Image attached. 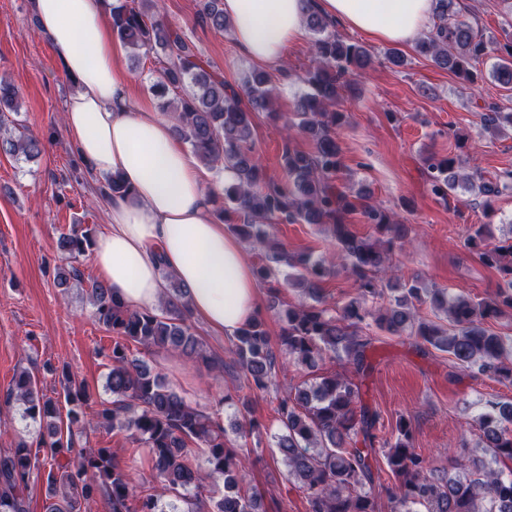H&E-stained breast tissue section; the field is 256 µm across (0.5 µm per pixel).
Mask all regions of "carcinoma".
Segmentation results:
<instances>
[{"instance_id":"obj_1","label":"carcinoma","mask_w":512,"mask_h":512,"mask_svg":"<svg viewBox=\"0 0 512 512\" xmlns=\"http://www.w3.org/2000/svg\"><path fill=\"white\" fill-rule=\"evenodd\" d=\"M306 2L305 26L314 35L317 66L305 77L313 92L297 101L294 126L309 138L313 149L292 147L291 134H286L283 161L288 180L281 184L264 181L255 153L252 113L272 99L269 74L252 71L238 90L207 70L208 63L185 35L165 23L157 0H118L110 9L112 34L121 43L138 53L162 54L157 88L162 98L170 90L177 93L161 104L170 115L175 137L204 167L234 171L235 183L224 187L217 215L239 240L266 249L258 279L270 285L279 282L285 265L292 269L286 274L287 283L302 288L305 301L280 310L283 326L278 341H272L259 312L232 337L233 359L252 391L269 388L284 357L311 371L329 354L353 365L350 375L319 374L311 385H299L278 401L276 447L290 480L305 494L308 512H379L382 498L390 512H512V473L492 467L502 458L512 460L511 400L485 401L479 424L486 458L472 463L470 472L458 478L443 479L435 476L415 448L410 419L400 416L394 435L384 438L378 433L379 413L363 399L364 382L373 370L369 361L373 337L364 333L371 321L383 332L414 339L423 351L432 347L449 354L463 370L512 386V356L503 337L486 327L512 311V237L494 240L488 224L477 225L469 237L481 262L495 269L504 283L493 296L476 300L451 296L413 277L400 284L398 295L383 297L379 278L393 249L406 238L408 226L394 222L370 199L349 195L332 184L344 168L335 131L345 113L336 111V104L350 91L352 79L372 66L373 56L337 35L336 22L319 13L313 0ZM435 2L434 24L415 44L416 51L470 87L478 80L474 65L495 54L493 77L512 91V33L505 30L500 39L488 35L476 21L460 14L455 0ZM198 19L215 29L230 27L222 0H203ZM6 111H19V94L0 79V112ZM482 126L491 135L512 129V112L493 108L482 115ZM40 150L36 137L23 132L15 137L0 130V151L30 159ZM428 178L432 193L443 199L461 186L485 196L487 206L512 193L511 169L476 183L474 175L463 172L461 158L451 154L429 159ZM128 190L122 177L114 174L104 178L100 194L110 197ZM358 208L381 237L371 240L351 231L345 215ZM272 223L329 225L336 247L348 260L357 296L336 311L329 308L321 283L333 271L332 263L325 257L313 260L289 254L270 238L267 228ZM94 244L93 228L71 225L60 247L72 263L58 268L56 283L61 288L88 284L86 294L95 318L112 334L106 382L112 399L100 402L85 419L84 407L92 395L62 370L58 379L70 405L67 423L48 424V436L34 450L21 439L0 453V512H28L29 484L41 472L46 473L52 497L46 512H85L97 495L107 497L111 512H159L164 496L170 498L172 512H201L204 493L216 480L224 482V494L209 498L207 512H259L262 494L245 485L246 460L229 446L219 418L187 401L130 352L134 343L147 351L177 352L224 371V362L212 357L190 323L185 286L165 271V297L159 307L132 309L104 282L85 281L84 272L75 265ZM7 400L21 403L23 417L35 423L59 417L58 401L44 394L36 377L25 369L15 375ZM88 425L125 432L147 448V464L158 479L160 495L135 498L130 474L111 449L76 447L77 430ZM194 447L206 452L208 469L195 465ZM379 447L385 449L391 484H378L374 478L371 457Z\"/></svg>"}]
</instances>
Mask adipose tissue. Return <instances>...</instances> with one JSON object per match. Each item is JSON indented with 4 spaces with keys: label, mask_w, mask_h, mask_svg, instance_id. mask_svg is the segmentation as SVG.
<instances>
[{
    "label": "adipose tissue",
    "mask_w": 512,
    "mask_h": 512,
    "mask_svg": "<svg viewBox=\"0 0 512 512\" xmlns=\"http://www.w3.org/2000/svg\"><path fill=\"white\" fill-rule=\"evenodd\" d=\"M435 0H316L346 28L398 45L428 31ZM232 35L252 60L278 65L304 30V0H223ZM39 31L78 82L65 109L76 151L101 176L121 175L130 194L106 199V228L92 267L127 305L157 308L171 272L189 289L191 312L233 335L257 312V289L240 245L213 217L192 155L152 104L133 105V79L113 58L103 0H32Z\"/></svg>",
    "instance_id": "1"
}]
</instances>
